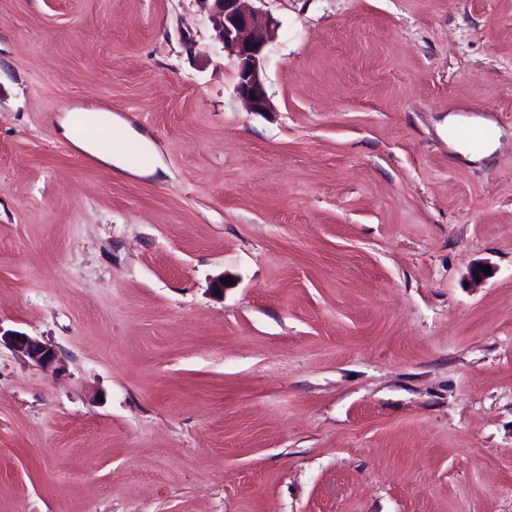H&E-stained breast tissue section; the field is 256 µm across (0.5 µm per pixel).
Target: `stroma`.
<instances>
[{
	"instance_id": "1",
	"label": "stroma",
	"mask_w": 512,
	"mask_h": 512,
	"mask_svg": "<svg viewBox=\"0 0 512 512\" xmlns=\"http://www.w3.org/2000/svg\"><path fill=\"white\" fill-rule=\"evenodd\" d=\"M257 7L0 0V512H512V0ZM256 0H197L214 19L215 39L236 64V92L252 112L271 111L260 70L263 50L275 31L265 12L251 7ZM77 112L84 117L91 124H105L108 126L116 136L122 137L129 142H137L141 144L146 139L144 136L135 131L128 123L119 122L114 125L112 114L102 112L96 108H77L70 111L66 117L61 120L60 126L63 134L70 138L76 147L102 161L105 164L114 166L120 171L135 172L139 175H154L159 167H162L156 160L150 161L148 164L132 168L126 164L121 155H112L111 152L103 150L96 142L93 141H79L72 136V114ZM17 336H20V339H17ZM2 342L38 366L50 367L58 361V354L51 345L25 333L10 331L2 334L0 330V345Z\"/></svg>"
}]
</instances>
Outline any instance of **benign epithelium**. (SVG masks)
<instances>
[{
	"label": "benign epithelium",
	"instance_id": "1",
	"mask_svg": "<svg viewBox=\"0 0 512 512\" xmlns=\"http://www.w3.org/2000/svg\"><path fill=\"white\" fill-rule=\"evenodd\" d=\"M214 19L215 39L236 64V92L253 112H269L271 105L260 70L263 50L275 31L265 12L248 5V0H197ZM41 367L58 361L56 350L18 331L0 333V343Z\"/></svg>",
	"mask_w": 512,
	"mask_h": 512
}]
</instances>
